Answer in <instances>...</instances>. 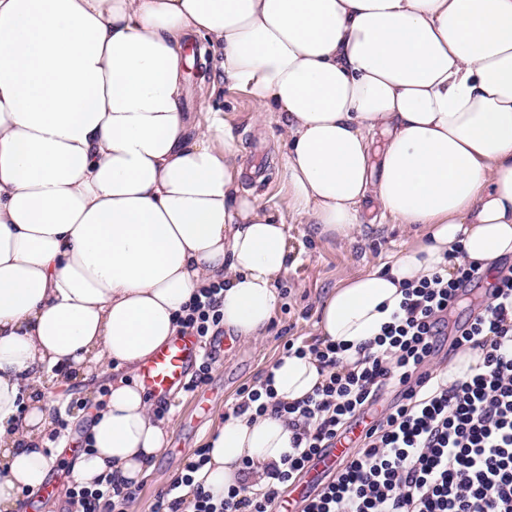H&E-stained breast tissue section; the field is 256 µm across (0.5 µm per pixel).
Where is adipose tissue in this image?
I'll return each instance as SVG.
<instances>
[{
    "instance_id": "ef3b65f1",
    "label": "adipose tissue",
    "mask_w": 512,
    "mask_h": 512,
    "mask_svg": "<svg viewBox=\"0 0 512 512\" xmlns=\"http://www.w3.org/2000/svg\"><path fill=\"white\" fill-rule=\"evenodd\" d=\"M201 37L213 90L276 125L288 208L353 239L366 201L414 236L318 310L347 363L402 284L450 254L512 256V0H0V512L56 459L60 367L126 369L84 414L71 479L135 488L169 444L138 367L169 343L198 288L224 285L225 331L264 336L288 271L285 224L242 187L224 113L183 112L182 48ZM385 146L373 153L376 135ZM277 400L312 394L310 355L268 369ZM196 480L258 488L292 448L286 420L225 421Z\"/></svg>"
}]
</instances>
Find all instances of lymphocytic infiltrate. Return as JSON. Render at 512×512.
I'll return each instance as SVG.
<instances>
[{"label":"lymphocytic infiltrate","mask_w":512,"mask_h":512,"mask_svg":"<svg viewBox=\"0 0 512 512\" xmlns=\"http://www.w3.org/2000/svg\"><path fill=\"white\" fill-rule=\"evenodd\" d=\"M481 277L479 265L460 263L449 274L405 283L392 322L352 367L335 342L286 340L285 353L312 355L326 369L322 385L284 403L272 388L252 384L230 407L235 418L287 419L293 450L282 467H269L251 493L233 487L216 500L195 488L187 500L180 489L193 486L208 460L207 448L195 449L157 491L151 512H274L322 448L364 415L372 419L367 432L303 512H512V270L497 276L486 303L458 334H448L449 313ZM223 297V283L199 288L179 319L182 331L211 336ZM445 340L455 352L482 351V367L454 381L427 370ZM390 388L398 389L397 401L379 408Z\"/></svg>","instance_id":"f902f5d3"}]
</instances>
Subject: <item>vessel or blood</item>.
<instances>
[{"label":"vessel or blood","mask_w":512,"mask_h":512,"mask_svg":"<svg viewBox=\"0 0 512 512\" xmlns=\"http://www.w3.org/2000/svg\"><path fill=\"white\" fill-rule=\"evenodd\" d=\"M199 357L197 343L178 336L161 349L142 369L141 381L155 398L166 399L176 389L186 387L191 369ZM351 452L347 441H333L315 460L309 473L289 487L277 506V512H302L309 493L326 474L332 473Z\"/></svg>","instance_id":"b4317fda"}]
</instances>
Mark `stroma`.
<instances>
[{"instance_id":"stroma-1","label":"stroma","mask_w":512,"mask_h":512,"mask_svg":"<svg viewBox=\"0 0 512 512\" xmlns=\"http://www.w3.org/2000/svg\"><path fill=\"white\" fill-rule=\"evenodd\" d=\"M210 67V51L200 49L186 55L182 65L183 111L200 110L206 94L201 79ZM218 101L248 170L245 188L287 228L288 271L280 285L281 302L261 340L245 342L223 332L217 334L215 359L204 387L211 400L209 411H199L192 392H176L163 402V417L170 422V447L137 486L126 512H150L156 492L181 470L187 453L204 447L211 432L223 424L240 388L257 381L282 356L284 341L291 336L307 342L318 339L317 308L328 293L347 278L386 262L412 234L411 228L402 224H368L352 242L316 238L309 225L300 223L288 208L276 127H254L253 105L239 90L225 88ZM111 380L108 374L86 377L74 371L62 372L50 391L72 416L88 408L96 395L105 394ZM50 483L55 494L45 496L35 512H78L79 506L70 496L68 456L56 460Z\"/></svg>"}]
</instances>
